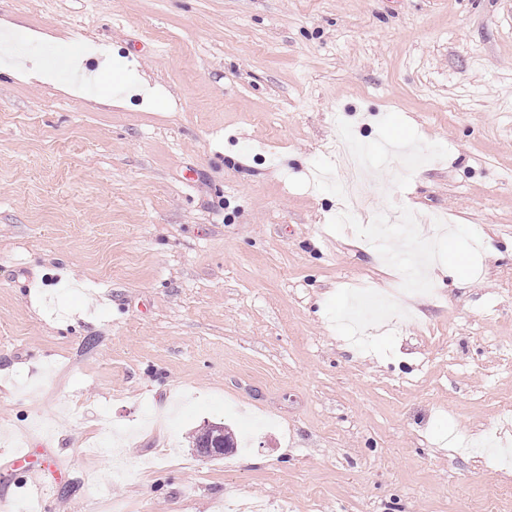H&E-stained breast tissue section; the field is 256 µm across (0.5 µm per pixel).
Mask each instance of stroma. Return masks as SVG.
Segmentation results:
<instances>
[{
    "mask_svg": "<svg viewBox=\"0 0 512 512\" xmlns=\"http://www.w3.org/2000/svg\"><path fill=\"white\" fill-rule=\"evenodd\" d=\"M3 41L0 501L13 433L46 512H512V0H0Z\"/></svg>",
    "mask_w": 512,
    "mask_h": 512,
    "instance_id": "stroma-1",
    "label": "stroma"
}]
</instances>
